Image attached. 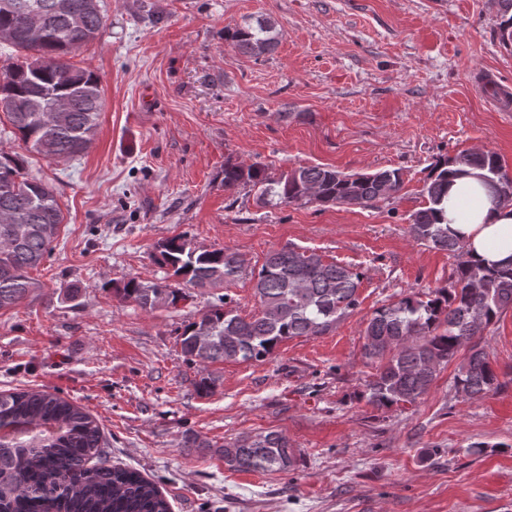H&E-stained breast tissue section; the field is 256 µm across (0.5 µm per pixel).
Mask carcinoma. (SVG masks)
I'll return each mask as SVG.
<instances>
[{"mask_svg": "<svg viewBox=\"0 0 512 512\" xmlns=\"http://www.w3.org/2000/svg\"><path fill=\"white\" fill-rule=\"evenodd\" d=\"M55 0H0V29H11L13 60L0 78V100L14 108L3 112L25 150L47 159L68 161L92 143L103 108L100 79L70 63L69 45L94 41L105 23V9L85 10L87 0H68L84 14L80 29L66 15L51 10ZM40 4L43 27L31 32L24 4ZM234 50L248 57L272 52L270 27H238L224 33ZM70 101L63 121H52L56 103ZM21 155L0 156V310L11 308L40 287L29 276L53 250L64 221L53 187L30 174ZM473 167L487 172L492 203L512 208V175L493 151L461 153L432 166L423 193L426 206L417 211L409 234L417 242L457 257L448 286L425 293L408 292L376 309L363 331L365 356L376 373L362 393L366 403L390 408L415 403L427 394L439 370L462 350L467 353L454 376L456 392L480 397L499 385L486 350L471 340L512 308V268L489 269L471 263L464 244L442 224L441 205L448 182ZM224 190L250 184L257 201L271 206L345 205L376 208L391 200L390 184L401 190L398 169L345 174L330 167L301 166L278 178L258 164H224ZM159 262L173 275L197 287H220L242 273L245 261L228 248L197 247L183 236L159 245ZM363 274L326 262L315 252L283 247L270 251L255 276L260 311L246 319L229 306V295L213 305L180 335L181 353L190 364L225 361L263 362L283 341L322 336L359 306ZM122 297L144 311L177 305L184 298L164 278H131ZM104 440L92 415L45 390L0 392V512H170L157 485L136 470L105 465ZM297 457L277 431L238 438L224 445V464L231 470L285 473Z\"/></svg>", "mask_w": 512, "mask_h": 512, "instance_id": "carcinoma-1", "label": "carcinoma"}]
</instances>
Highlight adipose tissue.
Returning a JSON list of instances; mask_svg holds the SVG:
<instances>
[{"label":"adipose tissue","instance_id":"adipose-tissue-1","mask_svg":"<svg viewBox=\"0 0 512 512\" xmlns=\"http://www.w3.org/2000/svg\"><path fill=\"white\" fill-rule=\"evenodd\" d=\"M493 189L477 175L456 179L443 204L450 234L469 258L488 267L512 265V208L491 202Z\"/></svg>","mask_w":512,"mask_h":512}]
</instances>
